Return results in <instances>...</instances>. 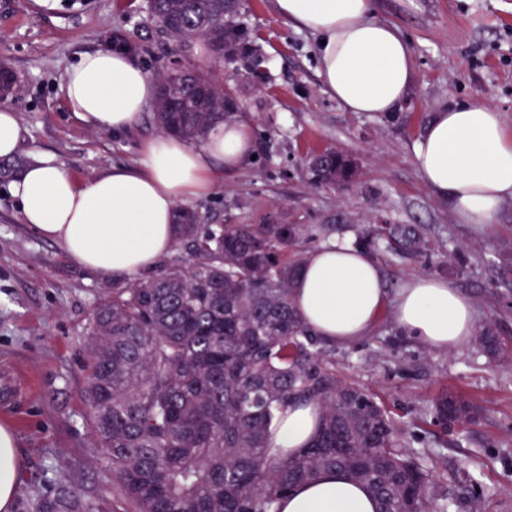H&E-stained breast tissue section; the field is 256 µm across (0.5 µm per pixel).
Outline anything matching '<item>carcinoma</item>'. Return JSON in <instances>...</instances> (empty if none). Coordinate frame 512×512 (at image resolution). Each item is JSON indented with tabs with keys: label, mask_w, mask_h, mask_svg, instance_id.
I'll list each match as a JSON object with an SVG mask.
<instances>
[{
	"label": "carcinoma",
	"mask_w": 512,
	"mask_h": 512,
	"mask_svg": "<svg viewBox=\"0 0 512 512\" xmlns=\"http://www.w3.org/2000/svg\"><path fill=\"white\" fill-rule=\"evenodd\" d=\"M150 16L176 21L157 33L189 50L224 33L228 63L257 81L260 47L239 21L235 0H151ZM224 63L187 73L161 68L155 122L162 133L203 142L220 122L247 115L224 87ZM306 165L316 186H348L356 163L332 150ZM173 249L148 275L112 283V296L88 324L86 397L100 447L123 508L113 512H277V501L330 469L366 485L377 512H450L434 479L437 459L413 449L406 427L370 392L336 374L323 338L295 306L293 284L308 250L307 228L274 214L257 224H209L179 205ZM424 224H373L353 244L419 260L428 253ZM483 243L448 250L463 267ZM497 279L512 286V256L497 255ZM477 351L512 364V344L493 325L479 328ZM310 402L319 431L285 458L267 451L269 427L286 406ZM441 428L472 423L480 410L446 393L431 404ZM44 512H90L62 497Z\"/></svg>",
	"instance_id": "cac0c4a2"
}]
</instances>
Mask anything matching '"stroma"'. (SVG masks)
I'll list each match as a JSON object with an SVG mask.
<instances>
[{
  "instance_id": "stroma-1",
  "label": "stroma",
  "mask_w": 512,
  "mask_h": 512,
  "mask_svg": "<svg viewBox=\"0 0 512 512\" xmlns=\"http://www.w3.org/2000/svg\"><path fill=\"white\" fill-rule=\"evenodd\" d=\"M62 3L58 11L37 13L31 0H0V61L18 78L6 104L24 129L17 154L0 160V423L19 440L14 512H40L45 500L66 493L96 512H111L117 501L112 469L84 401L87 324L106 281L23 224L8 186L34 150L55 155L81 182L112 166L137 164L142 143L158 134L152 110L126 132L91 128L65 105L64 70L117 31L139 44L138 60L150 73L178 47L157 37L145 0ZM373 4L375 18L407 40L415 68L393 124L343 109L320 82L314 37L279 16L273 0H243L241 19L263 51L269 78L256 88L227 67L223 81L235 89L249 124L269 136L254 140L252 159L225 172L193 207L226 224L274 211L285 223L315 226L323 244L337 238L340 226L386 220L428 225L439 251L476 241L450 205L431 195L413 152L434 112L457 103L494 106L512 133V0ZM329 149L355 160L352 187L310 185L306 159ZM487 242V253L451 279L472 301L479 323H494L499 336L512 341V307L501 299L490 266L494 252L512 250V207ZM327 358L339 376L373 393L406 426L417 450L445 458L435 478L455 500V512H472L477 492L485 512H512V370L468 345L427 348L403 336L386 312L362 341L330 344ZM443 392L478 406V421L448 430L433 426L429 405ZM463 466L471 481L459 478Z\"/></svg>"
}]
</instances>
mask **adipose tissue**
I'll list each match as a JSON object with an SVG mask.
<instances>
[{"label": "adipose tissue", "mask_w": 512, "mask_h": 512, "mask_svg": "<svg viewBox=\"0 0 512 512\" xmlns=\"http://www.w3.org/2000/svg\"><path fill=\"white\" fill-rule=\"evenodd\" d=\"M283 18L317 38L318 75L350 112L381 115L400 107L415 73L396 29L376 20L372 0H274ZM70 112L103 131L129 129L156 94L150 75L122 51L83 53L62 87ZM253 138L240 122L217 125L203 145L159 136L141 161L77 182L54 155L32 152L8 187L21 219L88 272L116 278L156 266L169 253L178 202L207 194L224 171L249 157ZM414 165L433 195L461 223L490 234L512 204V134L500 112L473 101L435 112L419 138ZM304 320L331 342L367 336L383 311L399 330L433 349L463 348L477 330L473 304L445 278L416 276L389 290L380 266L350 241L311 253L294 288ZM315 405L291 407L270 429L269 452L292 455L316 435ZM14 430L0 424V512H13L18 467ZM280 512H375L370 490L338 470L295 487Z\"/></svg>", "instance_id": "adipose-tissue-1"}]
</instances>
